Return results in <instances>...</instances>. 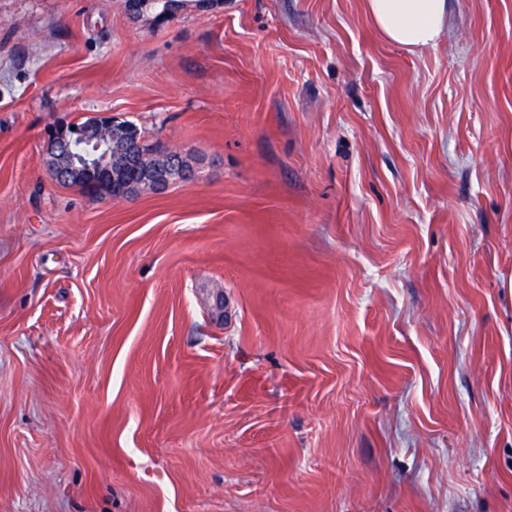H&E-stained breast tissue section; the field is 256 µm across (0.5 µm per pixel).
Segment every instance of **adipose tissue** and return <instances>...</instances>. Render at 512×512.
Returning a JSON list of instances; mask_svg holds the SVG:
<instances>
[{
    "instance_id": "obj_1",
    "label": "adipose tissue",
    "mask_w": 512,
    "mask_h": 512,
    "mask_svg": "<svg viewBox=\"0 0 512 512\" xmlns=\"http://www.w3.org/2000/svg\"><path fill=\"white\" fill-rule=\"evenodd\" d=\"M448 6L449 0H365L376 30L410 52L437 42L448 24Z\"/></svg>"
}]
</instances>
